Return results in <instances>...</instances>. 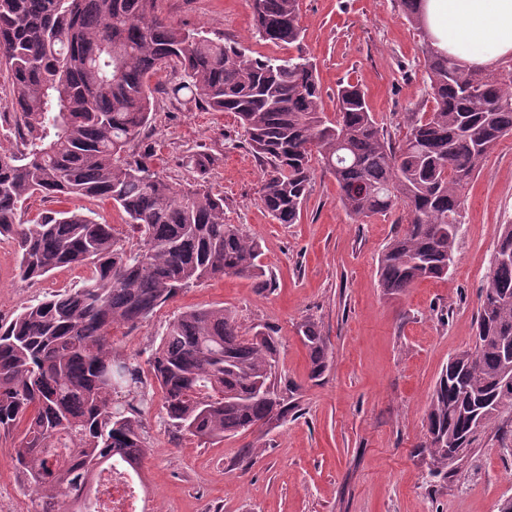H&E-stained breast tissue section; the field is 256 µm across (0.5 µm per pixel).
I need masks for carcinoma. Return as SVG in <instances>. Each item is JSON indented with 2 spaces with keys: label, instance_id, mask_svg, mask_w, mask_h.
<instances>
[{
  "label": "carcinoma",
  "instance_id": "carcinoma-1",
  "mask_svg": "<svg viewBox=\"0 0 512 512\" xmlns=\"http://www.w3.org/2000/svg\"><path fill=\"white\" fill-rule=\"evenodd\" d=\"M159 0H0V236L17 247L19 277L87 267L69 288L24 306L0 325V435L13 438V466L30 491V512H101L99 476L119 464L134 474L150 451L143 416L154 389L170 425L219 440L275 426L290 402L275 389L278 341L242 334L222 307L168 321L143 370L112 341L118 326L150 319L178 291L224 276L266 283L257 243L224 223V198L176 189L133 148L152 121L157 71L180 69L176 100L240 121L268 165L260 201L280 224L298 221L313 157L340 189L356 222L405 203L407 223L379 259L387 295L439 279L454 262L461 192L491 149L512 134V73L467 66L434 46L423 0H402L421 33L433 112L410 121L394 144L365 93L341 84L336 119L326 117L316 64L302 48L299 0H248L254 35L295 49L253 56L204 31L160 17ZM109 199L135 241L79 210L25 219V202ZM512 222L501 226L473 345L452 356L425 413L421 454L432 477H448L476 434L512 410ZM309 378L329 367V343L311 320L299 326Z\"/></svg>",
  "mask_w": 512,
  "mask_h": 512
}]
</instances>
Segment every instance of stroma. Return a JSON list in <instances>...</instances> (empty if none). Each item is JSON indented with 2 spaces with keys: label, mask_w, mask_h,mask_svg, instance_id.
I'll return each mask as SVG.
<instances>
[{
  "label": "stroma",
  "mask_w": 512,
  "mask_h": 512,
  "mask_svg": "<svg viewBox=\"0 0 512 512\" xmlns=\"http://www.w3.org/2000/svg\"><path fill=\"white\" fill-rule=\"evenodd\" d=\"M173 24L200 28L253 54L286 56L257 40L246 0H161ZM304 47L318 68L327 118L339 84L361 86L385 136L400 140L412 113L432 112L423 39L401 0H300ZM178 70L153 75L154 119L142 136L152 164L175 187L201 183L224 198L227 223L256 240L266 287L246 277L208 280L179 292L146 322L113 330L116 348L147 362L166 323L180 312L221 306L243 334L266 328L280 346L278 387L294 384L283 424L206 443L176 432L160 405L144 422L152 452L136 480L137 512H498L512 496V412L477 434L447 479L431 477L418 452L435 384L448 359L472 344L479 294L502 224L512 219V135L486 157L461 197L455 262L448 275L384 295L378 258L405 206L352 222L335 179L313 161L300 219L277 223L263 208L264 167L232 113L170 99ZM200 151L207 170L184 164ZM10 239H0V322L32 300L79 287L88 269L58 268L37 282L18 277ZM318 322L330 365L309 377L298 327ZM260 452L249 460L247 444Z\"/></svg>",
  "instance_id": "stroma-1"
}]
</instances>
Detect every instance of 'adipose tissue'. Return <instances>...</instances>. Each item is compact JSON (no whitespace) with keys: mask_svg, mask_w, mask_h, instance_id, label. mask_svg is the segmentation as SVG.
<instances>
[{"mask_svg":"<svg viewBox=\"0 0 512 512\" xmlns=\"http://www.w3.org/2000/svg\"><path fill=\"white\" fill-rule=\"evenodd\" d=\"M435 45L471 67L512 54V0H425Z\"/></svg>","mask_w":512,"mask_h":512,"instance_id":"ef3b65f1","label":"adipose tissue"}]
</instances>
